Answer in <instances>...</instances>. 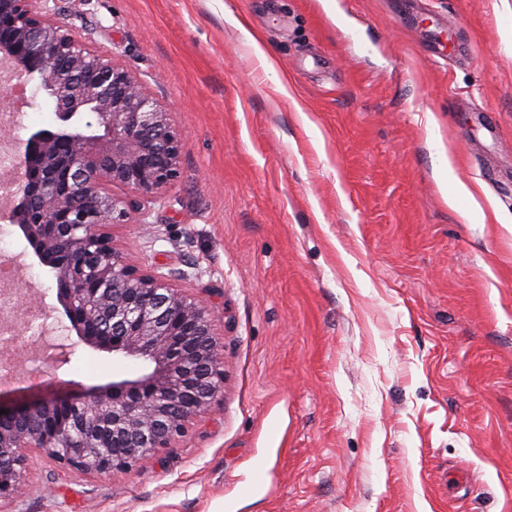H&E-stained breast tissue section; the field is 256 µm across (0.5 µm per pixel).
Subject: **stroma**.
Instances as JSON below:
<instances>
[{"instance_id": "stroma-1", "label": "stroma", "mask_w": 512, "mask_h": 512, "mask_svg": "<svg viewBox=\"0 0 512 512\" xmlns=\"http://www.w3.org/2000/svg\"><path fill=\"white\" fill-rule=\"evenodd\" d=\"M57 4L181 133L165 203L112 236L144 270L187 272L224 392L126 474L28 450L0 512H512V0ZM19 111L14 143L60 126L38 82ZM445 149L474 197L447 202ZM0 253L66 324L17 226ZM70 342L16 388L143 372Z\"/></svg>"}]
</instances>
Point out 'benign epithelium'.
Wrapping results in <instances>:
<instances>
[{
  "mask_svg": "<svg viewBox=\"0 0 512 512\" xmlns=\"http://www.w3.org/2000/svg\"><path fill=\"white\" fill-rule=\"evenodd\" d=\"M50 2L0 0V106L16 111L11 82L37 78L58 120L91 112L96 124L33 133L18 156L21 180L0 190L19 197L12 222L53 272L82 341L148 372L7 405L0 391V502L19 492L30 448L88 475L128 473L183 437L224 391L212 315L179 288L186 274L145 271L112 243L113 226L134 214L145 224L163 202L179 176L181 135L140 80L60 25ZM21 299L20 288L1 290L0 319H16Z\"/></svg>",
  "mask_w": 512,
  "mask_h": 512,
  "instance_id": "1",
  "label": "benign epithelium"
}]
</instances>
